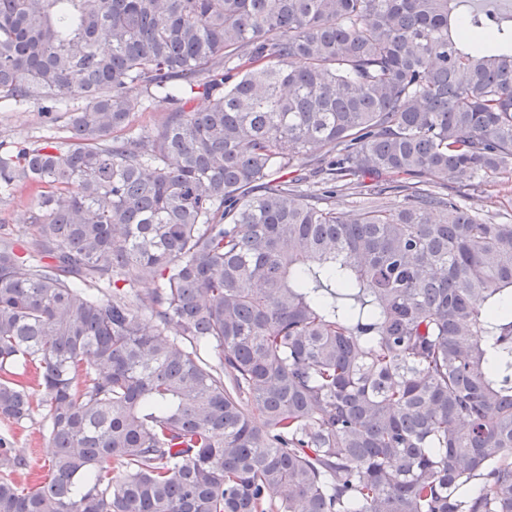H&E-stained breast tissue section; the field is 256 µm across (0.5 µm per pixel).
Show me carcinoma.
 Segmentation results:
<instances>
[{
    "mask_svg": "<svg viewBox=\"0 0 512 512\" xmlns=\"http://www.w3.org/2000/svg\"><path fill=\"white\" fill-rule=\"evenodd\" d=\"M482 2L0 0V103L84 101L0 154V419L41 388L53 448L0 512H512V222L448 191L512 178ZM165 112V104L158 102L145 111L139 108L132 117L134 129L139 132H153L164 120ZM33 190L19 185L0 193V239L15 242L16 251L26 255V243L31 237L32 217L38 214Z\"/></svg>",
    "mask_w": 512,
    "mask_h": 512,
    "instance_id": "cac0c4a2",
    "label": "carcinoma"
}]
</instances>
